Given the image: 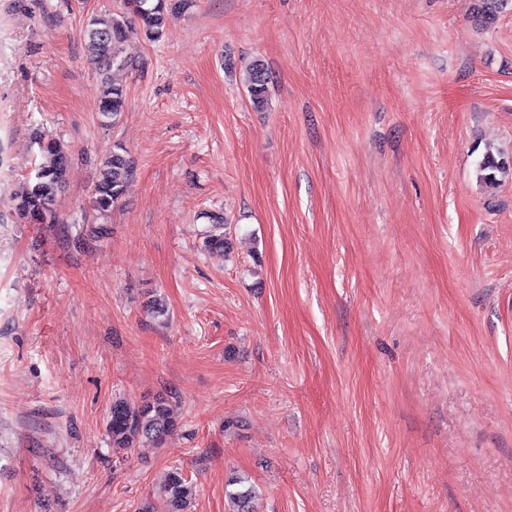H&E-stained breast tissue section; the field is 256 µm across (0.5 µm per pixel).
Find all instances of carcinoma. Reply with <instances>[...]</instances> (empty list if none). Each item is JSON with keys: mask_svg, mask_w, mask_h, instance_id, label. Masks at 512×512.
Returning <instances> with one entry per match:
<instances>
[{"mask_svg": "<svg viewBox=\"0 0 512 512\" xmlns=\"http://www.w3.org/2000/svg\"><path fill=\"white\" fill-rule=\"evenodd\" d=\"M512 0H477L475 18L485 24L496 20ZM193 0H123L119 12L91 18L85 29L87 60L100 76L99 112L105 122L117 124L126 108V91L110 78V73L143 70L146 62L134 61L124 55L123 43L129 28L138 22L145 37L158 40L168 22L186 12ZM269 72L265 63L256 59L249 65L245 87L251 104L261 110L267 103ZM40 163L29 178L25 191L13 199L12 215L20 222L47 224L55 222L54 204L57 192L66 181L69 156L61 144L49 137H39ZM512 168V156L486 151L478 164V179L488 187L498 184V175ZM135 171L134 159L122 148L114 149L101 162L100 177L94 187L93 206L108 215L121 201ZM202 245L208 251H230L231 242L225 233H209ZM144 309L152 318H168L166 303L157 294L148 296ZM179 426L170 395L159 394L150 400L131 402L117 398L112 402L106 422V434L117 455L141 442L162 444ZM225 490L230 512H255L256 489L242 477L227 481ZM195 496L192 482L178 467L168 470L156 495L142 500L134 512H190Z\"/></svg>", "mask_w": 512, "mask_h": 512, "instance_id": "1", "label": "carcinoma"}]
</instances>
